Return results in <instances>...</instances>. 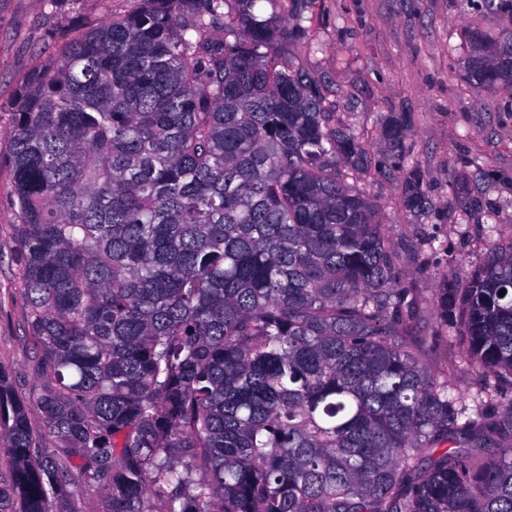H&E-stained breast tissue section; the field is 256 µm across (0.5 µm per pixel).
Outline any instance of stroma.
Listing matches in <instances>:
<instances>
[{
	"label": "stroma",
	"mask_w": 512,
	"mask_h": 512,
	"mask_svg": "<svg viewBox=\"0 0 512 512\" xmlns=\"http://www.w3.org/2000/svg\"><path fill=\"white\" fill-rule=\"evenodd\" d=\"M138 0H0V155L8 151L11 106L28 75L50 63L78 30L110 15L133 11ZM256 13L282 17L287 28L304 27L289 42L294 65L325 77L337 119L375 134L385 117L407 113V152L425 174L434 214L405 218L400 175L362 177L361 189L380 207V220L398 256L403 287L418 311L408 332L430 366L448 361V387L471 398L484 383L463 365L464 347L442 340L435 290L443 275L481 263L512 240V87L473 94L466 80L465 33L492 38L512 33V11L486 0H258ZM475 156L487 177L478 186L462 160ZM481 196L483 209L463 219V204ZM7 171H0V368L18 395L37 378L27 333V303ZM437 233L440 249L422 241Z\"/></svg>",
	"instance_id": "stroma-1"
}]
</instances>
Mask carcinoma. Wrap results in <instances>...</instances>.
<instances>
[{
    "label": "carcinoma",
    "mask_w": 512,
    "mask_h": 512,
    "mask_svg": "<svg viewBox=\"0 0 512 512\" xmlns=\"http://www.w3.org/2000/svg\"><path fill=\"white\" fill-rule=\"evenodd\" d=\"M259 0H141L83 30L13 104L7 169L41 410L0 369V512H512V422L448 393L417 299L348 178L403 173L336 121ZM471 88L512 85V39L467 38ZM441 336L512 387V241L442 284ZM492 445L482 457L463 443Z\"/></svg>",
    "instance_id": "carcinoma-1"
}]
</instances>
